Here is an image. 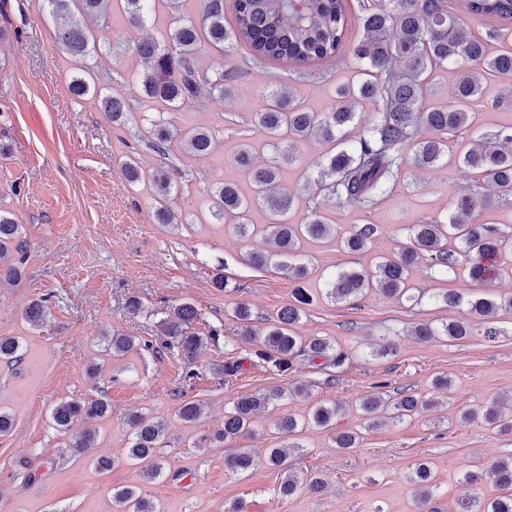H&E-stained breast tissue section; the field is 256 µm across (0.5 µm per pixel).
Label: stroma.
<instances>
[{
  "label": "stroma",
  "instance_id": "35a3bbf8",
  "mask_svg": "<svg viewBox=\"0 0 512 512\" xmlns=\"http://www.w3.org/2000/svg\"><path fill=\"white\" fill-rule=\"evenodd\" d=\"M52 18L39 11L37 0H0V213L23 224L28 241L25 273L16 285L0 288V336L17 338L22 361L0 364V408L14 417V427L0 436V512H117L113 492L140 488L165 512H226L242 501L246 512H415L416 493L408 480L414 462H429L438 489L439 512H455L458 497L493 493L491 482L462 483L475 465L512 456V435L479 424L461 425L460 410L477 407L512 393V311H500L496 340L473 334L462 340L423 342L410 336L421 321L461 317V310L434 305L409 307L377 293L351 303H334L321 294L320 274L370 265L374 255L390 251L403 238V227L443 215L452 192L474 188L470 171L452 164L435 171L410 170L393 187L390 198L371 215L353 207H322L342 228L370 222L381 234L370 255L348 253L338 244L309 246L314 269L305 283L312 302L297 334L320 336L349 355L343 368L313 365L297 359L289 377L247 368L236 382L222 386L210 379L212 368L228 358H241L245 347L234 341V310L251 309L255 320L272 318L291 298L287 275L273 267L251 266L246 256L263 245L261 237H237L222 224H202L208 187L232 174V151L249 139L258 161L271 148L256 122L264 89L292 88L305 108L323 111L337 86L355 81L350 65H322L321 78L307 79L278 62L240 68L228 97L205 107L189 105L169 113L174 125H205L214 130V156L197 160L173 149L168 159L149 150L148 125L141 109L126 124L111 123L90 98L69 91L71 58L53 36ZM165 37V20L149 21L139 31L116 20L97 34L98 48L88 64L102 94L133 100L139 94L138 66L130 48L141 33ZM141 168L143 180L129 185L121 172L126 159ZM178 167L181 178L172 205L180 224L154 219L151 177L161 163ZM223 271L226 290L213 288L212 274ZM46 298L45 324L32 326L27 305ZM143 305L130 315L129 299ZM190 303L200 312L194 327L206 333L223 326L228 345H207L196 368L202 380L189 386L181 378L184 364L168 356L138 349L119 359L105 352L112 333L154 334L157 323L176 305ZM394 342L396 353L372 359L380 338ZM452 382L441 406L413 419L363 431L358 447L339 451L331 430L308 425L297 437L301 463L323 477V493L298 491L289 498L277 493L280 476L265 464L232 475L224 470L225 448H199V435L224 425V412L238 395L266 391L301 381L304 396L286 399L261 414L252 434L239 445L264 452L288 442L278 433L280 415L302 416L316 403L342 404L338 425L357 428L359 402L377 382L434 396V381ZM107 397L109 418L96 421L98 454L115 458L100 476L86 456L66 448V438L51 422V409L69 398ZM204 402L195 424L178 415L182 401ZM141 413L166 422V447L160 453L167 475L145 480L140 466L126 459V418Z\"/></svg>",
  "mask_w": 512,
  "mask_h": 512
}]
</instances>
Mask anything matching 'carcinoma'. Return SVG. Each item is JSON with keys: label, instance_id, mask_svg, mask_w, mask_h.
<instances>
[{"label": "carcinoma", "instance_id": "obj_1", "mask_svg": "<svg viewBox=\"0 0 512 512\" xmlns=\"http://www.w3.org/2000/svg\"><path fill=\"white\" fill-rule=\"evenodd\" d=\"M128 22L139 27L155 14L156 0H117ZM112 0H39L38 8L56 20L54 37L77 63L70 87L77 96L89 95L106 118L117 124L127 120L131 104L119 98L103 96L85 76L86 57L96 50V31L110 27ZM168 31L163 42L145 38L134 42L133 55L141 66L139 80L142 99L154 106L177 110L202 103L205 98L229 93L236 65L232 53L244 45L248 62L260 65L268 61L286 64L294 73L306 74L319 65L338 63L350 58L363 79L356 85L336 90V99L324 112H310L294 98L293 90L270 89L263 95V107L257 122L271 137L273 155L258 165L248 143L237 145L232 163L249 184L241 189L235 176H226L208 191L209 217L202 223L230 224L240 238L260 232L268 246L265 253L249 256L256 268L270 264L287 271L296 283L292 300L282 307L268 326L255 330L251 313L245 306L234 311L238 321L237 336L253 346L250 365H260L275 375H286L294 360L301 356L311 364L317 360L342 367L348 354L329 339L305 338L295 332L304 306L312 298L302 287L309 273L310 259L305 257L307 241L337 240L350 253H368L380 236L378 224H355L342 232L319 206L327 198L335 205L372 211L380 207L395 183L409 167L419 170L444 168L457 162L474 171L479 184L468 193L455 195L452 207L442 219L426 224H407L406 241L383 255L372 268L339 270L324 278V294L335 302H352L371 291L406 302L411 306L442 305L463 309L464 318L441 323L419 322L413 335L423 341L446 338L460 340L473 335L474 326L493 340L502 330L493 325L497 313L512 309V294L457 292L429 293L411 283L412 273L421 262L428 269L444 275H463L475 284L483 283L494 271L512 279V233L474 216L477 207L496 209L512 207V126L484 132L469 139L460 134L473 126L475 106L483 102L488 79H512V33L496 32L486 38L473 35L460 18L453 0H384L377 9L362 8L361 38L347 43L348 10L346 0H299L293 12L282 10L276 0H233L234 26L224 27V0H200L198 16L182 8V0H166ZM465 12L484 18L512 19V0H464ZM210 48L224 55V69L201 71L197 56ZM456 74L452 100L444 103L430 99L434 77L441 71ZM366 101L371 111L363 116L356 105ZM181 152L196 159H206L216 150V135L205 126L172 128L167 119L151 121L146 145L162 157L169 155L172 142ZM323 146V152L309 163L302 193L291 191L283 170L301 156V147L310 142ZM155 217L160 224H174L176 217L169 205L173 174L161 169L153 174ZM490 187L493 192L479 194ZM306 200V211L297 224L288 219L299 198ZM258 211L266 223H251ZM23 225L0 214V286L15 283L24 274L27 241ZM46 299L31 301L25 317L40 325L45 316ZM200 313L190 303L173 308L158 325L160 347L143 341V347L160 352L166 349L187 366L185 379L200 377L194 368L199 351L207 340L218 342L221 327L210 328L201 336L190 330ZM478 324H472V320ZM138 347L136 337L114 333L107 350L112 358H122ZM22 359L21 345L13 337H0V363L12 364ZM243 370V361L234 360L218 369L221 383H234ZM305 384L297 381L286 387L237 397L224 414V426L200 438V448L233 442L252 431L260 412L275 408L292 394H300ZM432 405L414 392L390 394L381 383L359 404L363 429L373 430L385 421L403 422ZM108 400L71 398L56 404L51 411L53 426L60 433L78 420H100L111 414ZM343 406L332 403L313 405L306 420L334 431V447L355 448L360 434L336 429ZM201 407L187 400L179 408L185 423L200 418ZM462 424L480 423L498 433L512 434V412L505 415L493 405L465 409L459 413ZM127 461L142 465L143 476L153 481L164 472L156 457L165 435V423L130 416ZM300 423L291 414L276 421L277 430L293 438ZM301 445L268 449L265 462L283 475L279 485L282 496H292L305 488L314 494L323 491V479L309 472H298L286 465L290 453ZM258 462L251 448H238L224 458V469L232 474L246 472ZM491 481L498 494L490 499L466 494L457 502V512H512V457L494 461L486 469L463 475L467 485ZM409 481L418 491L420 507L434 497L431 470L427 463L415 465ZM118 512H163L162 506L145 498L134 488H122L113 494Z\"/></svg>", "mask_w": 512, "mask_h": 512}]
</instances>
